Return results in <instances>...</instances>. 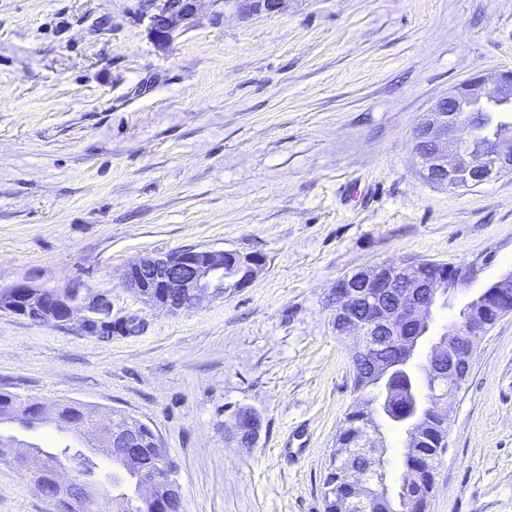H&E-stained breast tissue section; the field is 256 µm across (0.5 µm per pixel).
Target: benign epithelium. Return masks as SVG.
Returning a JSON list of instances; mask_svg holds the SVG:
<instances>
[{
  "mask_svg": "<svg viewBox=\"0 0 512 512\" xmlns=\"http://www.w3.org/2000/svg\"><path fill=\"white\" fill-rule=\"evenodd\" d=\"M197 0H138L141 17L148 19L152 38L159 44H169L177 31L191 26L196 14ZM218 4H234L236 10L249 14H277L285 0H214ZM512 97V72L493 76H478L466 80L436 101L418 125L413 154L426 169L446 173L444 186L465 189L512 173V139L499 140L491 151L474 154L460 148L459 127L475 126V113L468 101L485 102L497 97ZM265 259L257 253L233 250L185 248L159 256L142 258L126 272L128 287L144 302L172 312L187 310L208 297L224 294L227 287L225 267L237 273L238 287L245 288L264 266ZM487 259L466 264L448 265V271L473 279ZM424 278L421 264L410 266L380 265L344 275L336 283L332 304L333 326L338 336L357 339L353 361H361L371 349H382L381 336H394L406 324L421 323L431 306L420 298L418 287ZM0 311L23 316L43 324L66 325L79 323L87 336H110L117 330L112 323V304L103 294H80L79 287H40L18 283L0 290ZM491 323L472 321L448 328V343L455 347L444 357V344L438 343L429 355L435 367L437 381L448 384V396L453 395L460 382V373L470 365L473 350L461 340L463 336H485ZM146 424L137 422L124 430L106 424L98 427L109 447L125 448L128 456L137 458L144 447L142 433ZM377 445L371 429L361 428L351 442L334 449L332 468L348 481L350 494L342 503V512H352L358 504L366 478L375 459ZM3 453L12 465L36 480L39 492L47 494L50 505L64 502L75 509L91 512L98 504L94 495L95 480L84 477L72 479L66 468L50 473H37L27 449L5 448Z\"/></svg>",
  "mask_w": 512,
  "mask_h": 512,
  "instance_id": "1",
  "label": "benign epithelium"
}]
</instances>
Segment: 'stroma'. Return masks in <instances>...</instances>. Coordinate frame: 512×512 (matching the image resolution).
<instances>
[{
    "mask_svg": "<svg viewBox=\"0 0 512 512\" xmlns=\"http://www.w3.org/2000/svg\"><path fill=\"white\" fill-rule=\"evenodd\" d=\"M136 0H0V289L79 284L134 335L0 313V392L121 411L177 466L182 512H323L356 390L339 278L491 256L432 310L424 362L460 309L512 271V175L426 181L413 134L468 78L512 70V0H286L243 17L199 0L158 45ZM262 254L245 288L170 313L125 286L142 257ZM256 419L242 443L241 412ZM429 512H512V313L449 402ZM389 490L403 430L382 423ZM0 512H49L0 464Z\"/></svg>",
    "mask_w": 512,
    "mask_h": 512,
    "instance_id": "1",
    "label": "stroma"
}]
</instances>
